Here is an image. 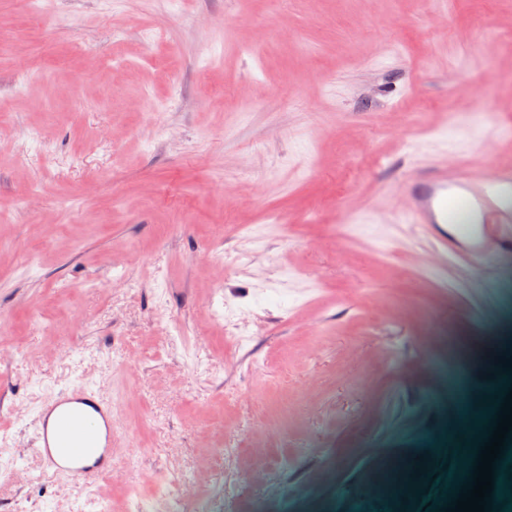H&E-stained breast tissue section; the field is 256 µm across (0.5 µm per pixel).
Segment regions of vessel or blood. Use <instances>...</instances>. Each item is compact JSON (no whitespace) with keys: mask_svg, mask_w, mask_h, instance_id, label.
I'll use <instances>...</instances> for the list:
<instances>
[{"mask_svg":"<svg viewBox=\"0 0 512 512\" xmlns=\"http://www.w3.org/2000/svg\"><path fill=\"white\" fill-rule=\"evenodd\" d=\"M409 207L404 213L410 224L448 225L441 248L454 260L463 255L478 256L491 250H512V235L499 233L502 224H512V171H484L470 165L454 170L433 168L418 174L407 186ZM74 432L79 441L71 445L65 460L52 451L50 419ZM112 405L99 390L76 383L52 395L38 409L35 445L45 467L75 479L93 480L108 469L112 453L111 432H99V425H111ZM98 450L88 458L87 447Z\"/></svg>","mask_w":512,"mask_h":512,"instance_id":"obj_1","label":"vessel or blood"}]
</instances>
